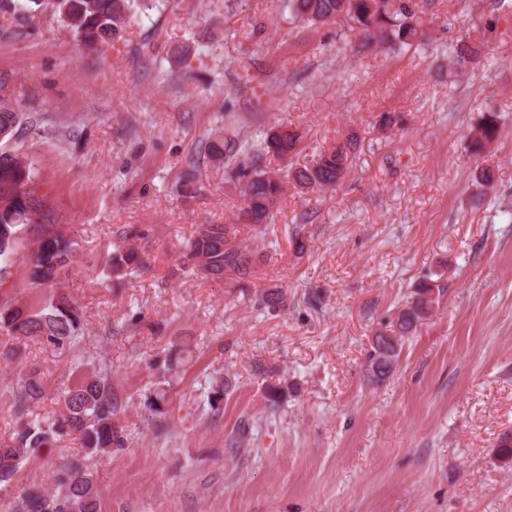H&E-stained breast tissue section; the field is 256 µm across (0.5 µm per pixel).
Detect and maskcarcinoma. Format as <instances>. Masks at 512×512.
<instances>
[{"label": "carcinoma", "mask_w": 512, "mask_h": 512, "mask_svg": "<svg viewBox=\"0 0 512 512\" xmlns=\"http://www.w3.org/2000/svg\"><path fill=\"white\" fill-rule=\"evenodd\" d=\"M291 17L309 25L325 24L343 17L350 21L349 31L365 44H374L394 51L411 48L424 36L423 19L418 15L416 0H280ZM63 22L88 45H108L120 36L127 24L130 0H49ZM455 64L463 66L483 58V46L463 36L454 47ZM20 126L19 114L0 105V132L6 133L0 146V272L15 253L19 234L34 225L39 233L33 241L29 258V279L37 287L53 288L69 275L74 259V242L62 233L48 229L53 223L44 213L38 197L29 189L34 168L31 158L9 147ZM500 131L499 116L489 112L472 129L468 149L472 155L483 153L494 142ZM301 141V134L286 126L267 132L257 145H248L227 136L222 141H211L205 152L229 167V179H246L243 206L231 224H206L194 232L186 244L183 258L197 273L206 277L234 275L240 287L246 288L261 262L259 254L248 246L235 243L236 223L247 218L255 226L268 223L284 192L285 182L302 193L321 191L340 182L347 173L355 137L316 153L302 167L277 172L260 169L261 157L266 153L277 156L293 155ZM106 267L112 279L121 281L146 269L139 250L118 247L107 257ZM442 286L431 279L418 282L413 294L416 298L404 305L389 323L395 340L376 334L368 362L373 368L369 381L379 383L393 371L401 350V341L410 335L417 324L426 319L437 300L435 293ZM262 303L277 309L285 302L281 289H265ZM0 328L30 339H43L59 348L75 345L81 338V315L71 298L62 292L54 293L35 309L6 303L0 304ZM228 385L224 376H212L207 402L218 413L223 409ZM46 395L41 373L32 367L17 383L15 415L16 431L9 442L0 441V485L10 483L22 464L29 458L51 448L63 437L75 435L86 456L112 453L115 448L127 446L124 429L115 420L112 386L100 372H87L61 392L63 409L59 416L48 420L26 418L31 405ZM145 407L151 416L169 413L172 399L166 384H158L145 398ZM57 491L49 493L33 488L25 492V512H99L97 479L89 466L71 462L57 470L54 480Z\"/></svg>", "instance_id": "carcinoma-1"}]
</instances>
